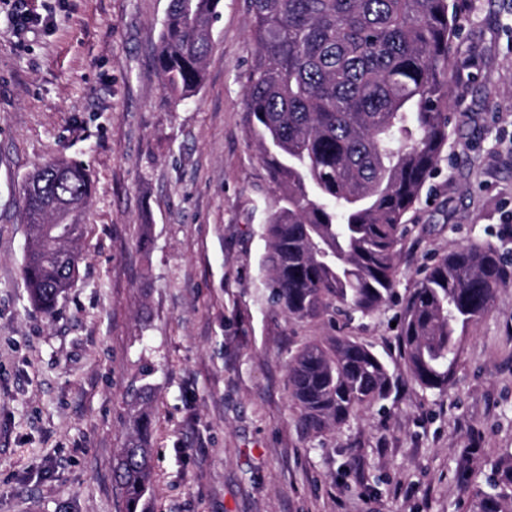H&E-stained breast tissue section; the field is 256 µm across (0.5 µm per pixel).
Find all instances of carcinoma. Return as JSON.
<instances>
[{
  "label": "carcinoma",
  "instance_id": "cac0c4a2",
  "mask_svg": "<svg viewBox=\"0 0 512 512\" xmlns=\"http://www.w3.org/2000/svg\"><path fill=\"white\" fill-rule=\"evenodd\" d=\"M221 0H168L154 61L175 100L204 80ZM255 55L243 78L249 129L277 187L263 261L271 298L290 319L367 317L392 297L405 216L448 144V64L459 15L448 0H248ZM26 179L22 279L47 313L79 275L85 169L57 161ZM509 284L489 246L448 248L409 295L398 336L422 388H448L463 331ZM301 429L319 435L388 399L394 372L350 336L302 344L288 370ZM148 385L114 467L125 512H146L153 486ZM476 512H512V453L492 466Z\"/></svg>",
  "mask_w": 512,
  "mask_h": 512
}]
</instances>
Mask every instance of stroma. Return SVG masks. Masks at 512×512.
Masks as SVG:
<instances>
[{"label": "stroma", "instance_id": "obj_1", "mask_svg": "<svg viewBox=\"0 0 512 512\" xmlns=\"http://www.w3.org/2000/svg\"><path fill=\"white\" fill-rule=\"evenodd\" d=\"M0 0V512H124L114 459L132 389L152 388L148 512H475L512 451V284L471 327L445 391L398 347L410 291L453 245L512 261V0H467L442 159L406 216L392 299L297 321L261 269L273 188L246 122L247 0H221L205 82L175 102L153 62L168 0ZM83 165L79 276L53 315L22 286V185ZM354 337L396 375L388 400L305 434L288 362Z\"/></svg>", "mask_w": 512, "mask_h": 512}]
</instances>
